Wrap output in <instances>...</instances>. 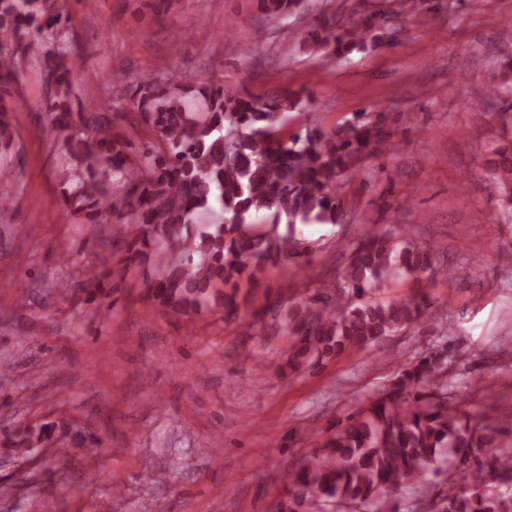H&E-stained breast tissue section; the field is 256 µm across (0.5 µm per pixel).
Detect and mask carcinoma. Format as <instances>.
Instances as JSON below:
<instances>
[{"label":"carcinoma","instance_id":"carcinoma-1","mask_svg":"<svg viewBox=\"0 0 512 512\" xmlns=\"http://www.w3.org/2000/svg\"><path fill=\"white\" fill-rule=\"evenodd\" d=\"M44 12L45 0H0V42L32 29L37 41L56 44L46 62L56 84L48 116L58 130L76 120L87 134L70 151L61 199L89 227L112 225L114 274L122 280L142 276L163 313L236 317L240 307L254 304L258 276L266 268L288 262L307 267L316 243L297 224L344 223L343 181L363 160L384 155L394 143L381 115L372 121L359 112L354 121L326 133L293 114L299 99L286 90L262 99L166 67L145 73L130 87L134 112L127 121L142 130L131 138L114 130L104 104L71 111L68 76L80 56L57 39L61 15ZM394 20L382 9L365 18L329 16L308 32L307 48L336 58L362 47L369 31ZM17 80L16 58L1 54L0 85ZM483 103L512 109V59ZM16 109L0 96L4 148L12 139L6 117ZM297 120L299 131L285 134ZM486 165L499 206L512 215V142L491 148ZM259 213L272 223L251 222ZM436 255L437 249L408 238L360 239L342 279L321 284L288 309L283 327L292 344L284 367L298 372L433 320L425 294L389 300L370 295L394 277L435 269ZM495 435L490 416L472 418L448 406L444 351H433L396 365L373 397L314 436L311 453L282 474L286 498L279 512L307 506L319 512L330 502L399 512L390 496L400 483L411 486L408 509L418 512L426 506V474L442 464L448 492L427 512H512V451L497 455L495 481L483 476ZM84 439L77 423L52 421L20 426L15 435H4L0 447L26 454L61 443L65 457ZM457 471L469 472L470 482L456 481Z\"/></svg>","mask_w":512,"mask_h":512}]
</instances>
